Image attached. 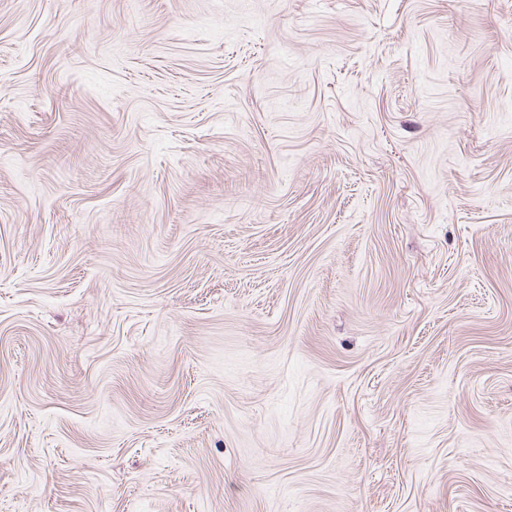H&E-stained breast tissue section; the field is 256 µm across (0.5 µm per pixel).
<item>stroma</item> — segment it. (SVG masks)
Returning <instances> with one entry per match:
<instances>
[{"label": "stroma", "mask_w": 512, "mask_h": 512, "mask_svg": "<svg viewBox=\"0 0 512 512\" xmlns=\"http://www.w3.org/2000/svg\"><path fill=\"white\" fill-rule=\"evenodd\" d=\"M0 512H512V0H0Z\"/></svg>", "instance_id": "1"}]
</instances>
